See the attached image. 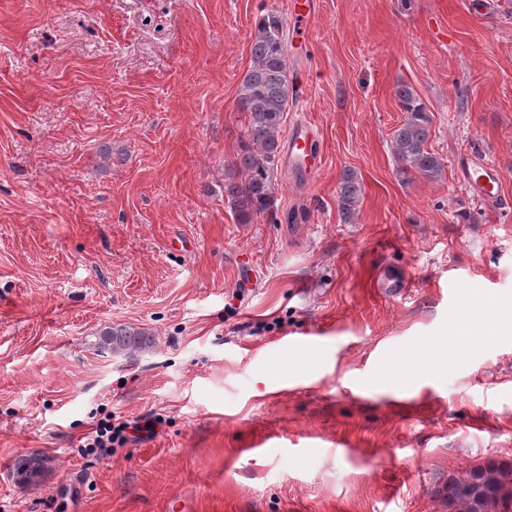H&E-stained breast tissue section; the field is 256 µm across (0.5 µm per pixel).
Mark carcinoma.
Listing matches in <instances>:
<instances>
[{"mask_svg": "<svg viewBox=\"0 0 512 512\" xmlns=\"http://www.w3.org/2000/svg\"><path fill=\"white\" fill-rule=\"evenodd\" d=\"M251 65L239 84L236 110L241 112L239 152L224 165V201L235 222L252 224L262 214L276 219L273 177L281 159L282 135L289 101L296 87L288 77V39L283 18L269 13L258 23L250 42ZM395 98L405 118L394 131L391 149L396 171L407 180L418 175L439 180L442 160L430 149L432 114L414 88L400 84ZM363 194V183L352 170L344 171L337 187L342 214L350 218ZM94 346L114 356H131L148 349L150 333L135 325L106 326ZM33 456L16 460L18 484L30 485L43 475L46 459ZM437 496L455 512H512V465L488 461L472 468L465 479L453 478L437 489Z\"/></svg>", "mask_w": 512, "mask_h": 512, "instance_id": "obj_1", "label": "carcinoma"}]
</instances>
